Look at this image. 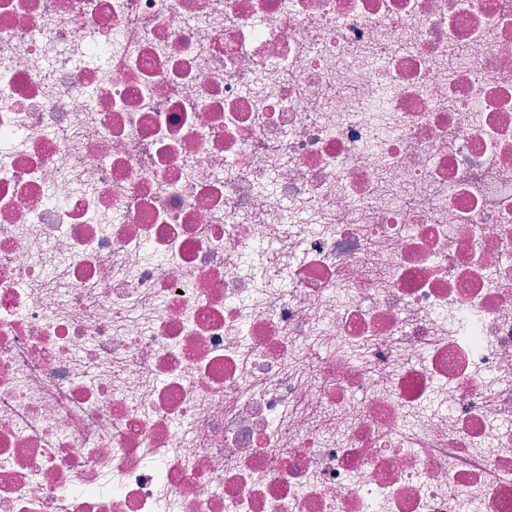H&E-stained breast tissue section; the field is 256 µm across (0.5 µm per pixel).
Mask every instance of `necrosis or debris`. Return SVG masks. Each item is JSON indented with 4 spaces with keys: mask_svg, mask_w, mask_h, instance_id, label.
Returning a JSON list of instances; mask_svg holds the SVG:
<instances>
[{
    "mask_svg": "<svg viewBox=\"0 0 512 512\" xmlns=\"http://www.w3.org/2000/svg\"><path fill=\"white\" fill-rule=\"evenodd\" d=\"M0 512H512V0H0Z\"/></svg>",
    "mask_w": 512,
    "mask_h": 512,
    "instance_id": "obj_1",
    "label": "necrosis or debris"
}]
</instances>
